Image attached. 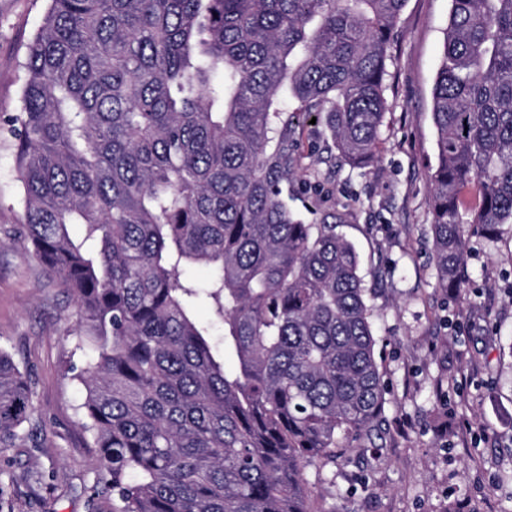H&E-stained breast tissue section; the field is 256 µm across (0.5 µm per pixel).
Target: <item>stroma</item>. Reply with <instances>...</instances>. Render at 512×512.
Wrapping results in <instances>:
<instances>
[{
    "instance_id": "1",
    "label": "stroma",
    "mask_w": 512,
    "mask_h": 512,
    "mask_svg": "<svg viewBox=\"0 0 512 512\" xmlns=\"http://www.w3.org/2000/svg\"><path fill=\"white\" fill-rule=\"evenodd\" d=\"M450 0H407L387 62L389 110L377 161L345 165L324 126L297 125L288 203L328 221L361 259L376 357L389 386L379 455L345 449L308 465L313 512H512V230L471 234L458 295L437 285L428 173L432 88ZM46 0H0V115L19 110L25 46ZM14 146L0 139V349L30 373L37 445L0 455L14 512H112L98 451L82 426L74 371L93 358L66 333L72 297L21 239Z\"/></svg>"
}]
</instances>
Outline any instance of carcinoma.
Returning <instances> with one entry per match:
<instances>
[{
	"mask_svg": "<svg viewBox=\"0 0 512 512\" xmlns=\"http://www.w3.org/2000/svg\"><path fill=\"white\" fill-rule=\"evenodd\" d=\"M46 2L3 131L25 240L95 348L77 379L112 512H310L304 468L361 443L388 388L355 247L284 195L294 128L323 117L374 163L407 0ZM450 2L428 206L452 292L472 225L512 224V0ZM33 398L0 350V451Z\"/></svg>",
	"mask_w": 512,
	"mask_h": 512,
	"instance_id": "cac0c4a2",
	"label": "carcinoma"
}]
</instances>
